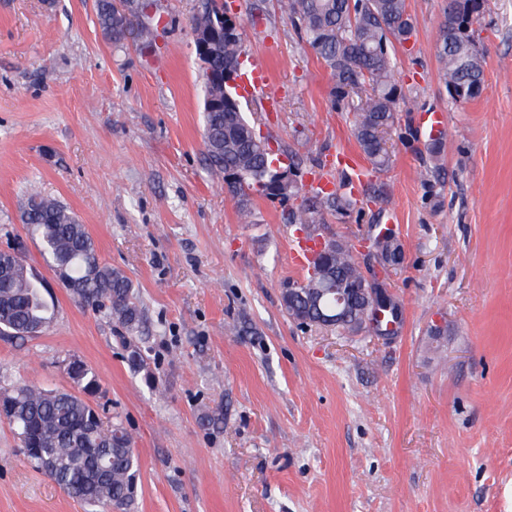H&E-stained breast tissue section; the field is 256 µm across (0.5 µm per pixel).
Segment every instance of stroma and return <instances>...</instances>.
Here are the masks:
<instances>
[{"label":"stroma","instance_id":"obj_1","mask_svg":"<svg viewBox=\"0 0 512 512\" xmlns=\"http://www.w3.org/2000/svg\"><path fill=\"white\" fill-rule=\"evenodd\" d=\"M252 2L232 0L242 69L265 66L278 105L242 107L306 183L316 162L359 157L349 109L277 0L257 22ZM447 2L406 0L416 31L390 50L400 95L383 202L324 230L359 244L389 206L404 262L387 279L402 321L385 340L283 312L282 282L304 277L295 226L260 197L240 220L206 159L199 0H153L150 48L112 42L97 0H0V248L24 243L55 309L40 336L0 335V386L67 389L65 359L92 366V405L140 456L136 512H512V0H488L473 27L485 84L464 104L439 77ZM437 111L448 133L433 155L422 116ZM33 188L132 280L155 383L130 369L107 310L55 280L22 222ZM0 512H83L3 420Z\"/></svg>","mask_w":512,"mask_h":512}]
</instances>
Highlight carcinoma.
I'll return each instance as SVG.
<instances>
[{
  "mask_svg": "<svg viewBox=\"0 0 512 512\" xmlns=\"http://www.w3.org/2000/svg\"><path fill=\"white\" fill-rule=\"evenodd\" d=\"M191 18V28L208 30L219 22L221 0H201ZM478 0H449L440 28L437 53L440 77L458 91L454 102L480 96L484 86V58L470 34L462 31L465 17ZM280 8L294 24L302 48H309L333 79L332 94L343 101L352 92L364 97L353 106L351 133L370 164V172L388 169L390 155L385 133L397 121V87L390 48L409 40L413 22L406 0H280ZM97 19L113 42L124 34L112 10V0H98ZM242 32L215 46L207 59L216 71L241 69ZM212 96L224 105L204 113V145L212 171L233 173L239 179L227 186L238 212L251 216L253 196L284 204L294 201L285 220L289 224L325 227L326 216L346 212L357 204L352 195L304 185L277 175L276 155L266 149L268 138L250 124L235 90L217 85ZM24 223L40 242L41 254L54 275L69 280L71 298L84 306L104 308L127 336L123 342L127 361L136 372L151 375L134 343L143 323V310L125 273L104 263L86 225L62 202L37 192L27 198ZM11 256L0 254V331L23 339L35 326L49 327L54 309L44 297L45 282L27 264L9 267ZM294 287L284 284L281 305L293 320L315 324L317 310L309 297L318 288H353L363 278V267L351 248L338 247ZM74 390L45 389L29 383L0 387V399L14 407L9 421L28 463L49 477L85 512H134L140 458L132 436L115 422L104 425L88 397L100 389L97 372L84 364L67 373Z\"/></svg>",
  "mask_w": 512,
  "mask_h": 512,
  "instance_id": "1",
  "label": "carcinoma"
}]
</instances>
